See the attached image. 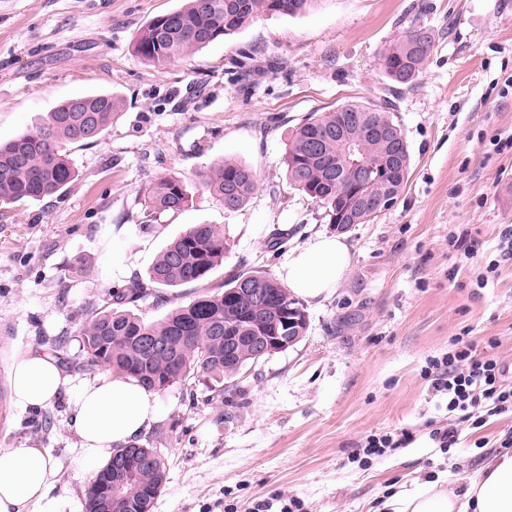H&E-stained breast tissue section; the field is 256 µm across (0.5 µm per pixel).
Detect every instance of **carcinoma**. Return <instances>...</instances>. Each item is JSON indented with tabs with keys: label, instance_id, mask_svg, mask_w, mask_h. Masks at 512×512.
I'll list each match as a JSON object with an SVG mask.
<instances>
[{
	"label": "carcinoma",
	"instance_id": "obj_1",
	"mask_svg": "<svg viewBox=\"0 0 512 512\" xmlns=\"http://www.w3.org/2000/svg\"><path fill=\"white\" fill-rule=\"evenodd\" d=\"M314 0H185V5L169 12L177 18L173 27L158 16L141 31L135 52L143 59L161 64L198 51L217 39L231 35L262 15L295 16L305 12ZM434 44L433 32L421 25L410 26L396 41L380 52V66L397 84H411L418 78ZM87 111H72V100L60 103L32 131L0 141V203L41 200L58 193L75 179L67 146L89 144L112 122L121 102L110 94L81 97ZM350 122L359 142L356 158H367L374 170L362 184L357 174L346 170L336 176L344 145L334 141L316 143L329 128ZM370 124L392 125L391 143H378L365 136ZM396 154L403 175L394 181V198H399L410 171V156L402 129L393 120V108L382 109L362 101H351L330 112L313 114L299 124L285 154L289 183L325 209L329 223L365 224L377 212L379 184L385 174L381 159ZM199 183L219 197L224 209L242 208L257 188V174L247 163L226 159L196 173ZM359 192L369 195L366 210H352ZM146 217L177 212L188 201L185 180L163 176L147 190ZM224 230L215 224H195L173 240L148 269L151 282L166 287L199 283L224 261ZM146 295L143 284L114 288L109 298L82 331L85 360L83 371L99 368L121 377H131L141 385L161 392L192 373L231 379L246 366L255 364L253 348L244 343L229 357L224 354V335L268 336L275 330L288 333L280 325L267 328L274 312L291 309L303 314L299 301L276 280L262 273L239 275L224 285V292L206 295L171 310L157 322H146L123 309ZM306 328L293 330L304 336ZM141 336H155L169 342L174 351L148 354L138 346ZM155 465L140 472L128 485L129 497L123 512H152L154 502L167 479L166 463L153 448Z\"/></svg>",
	"mask_w": 512,
	"mask_h": 512
}]
</instances>
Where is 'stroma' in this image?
I'll list each match as a JSON object with an SVG mask.
<instances>
[{"label":"stroma","instance_id":"stroma-1","mask_svg":"<svg viewBox=\"0 0 512 512\" xmlns=\"http://www.w3.org/2000/svg\"><path fill=\"white\" fill-rule=\"evenodd\" d=\"M183 3L0 0V141L65 99L109 91L121 101L94 143L68 146L76 177L66 189L0 206V386L30 350L86 379L81 332L113 288V233L143 281L191 226L224 230V260L203 282L154 284L131 304L148 322L223 292L236 275L278 277L289 250L337 230L288 182L293 131L348 101L391 100L411 157L405 189L345 227L348 273L330 297L304 304L296 344L232 381L191 375L159 392L164 415L140 438L167 466L153 512H253L282 497L303 512H380L416 478L466 485L512 434V411L459 425L457 443L436 448L426 423L448 413L423 370L456 342L481 352L494 340L512 373V264L476 284L512 226V0H319L162 65L138 56L144 26ZM413 24L433 31L434 46L414 84L397 88L378 55ZM248 50L275 65L247 87L235 62ZM225 158L257 174L243 208L227 211L192 185L187 206L144 226V192L158 174L187 177ZM454 236L479 241L477 256L462 259ZM403 427L412 443L351 462L362 437ZM76 441L63 398L10 408L0 421V449H48L60 468L55 493L81 507L89 483L70 464Z\"/></svg>","mask_w":512,"mask_h":512}]
</instances>
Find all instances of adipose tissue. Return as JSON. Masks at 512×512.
<instances>
[{"label": "adipose tissue", "mask_w": 512, "mask_h": 512, "mask_svg": "<svg viewBox=\"0 0 512 512\" xmlns=\"http://www.w3.org/2000/svg\"><path fill=\"white\" fill-rule=\"evenodd\" d=\"M350 265L343 235H318L293 249L281 277L298 298L311 302L334 293ZM14 405L22 410L52 406L68 394L77 435L72 463L83 477H95L112 460L114 449L145 434L162 416L155 392L135 380L102 375L75 380L48 354L15 358L10 370ZM56 464L36 445L0 451V512H73L69 498L51 495ZM386 512H512V452L486 460L463 490L441 481L413 483L388 498Z\"/></svg>", "instance_id": "obj_1"}]
</instances>
